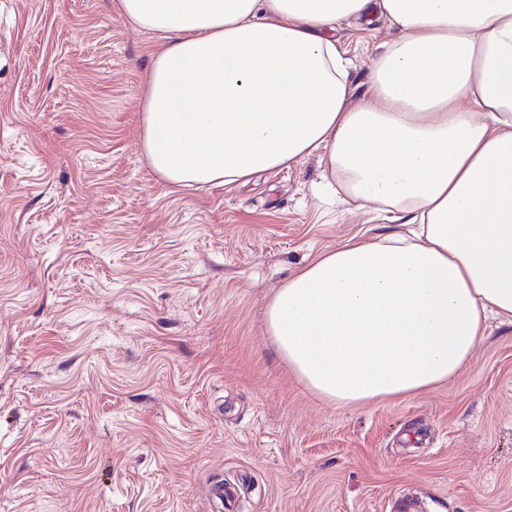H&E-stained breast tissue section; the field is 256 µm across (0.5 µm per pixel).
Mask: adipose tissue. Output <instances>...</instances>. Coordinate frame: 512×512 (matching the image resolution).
<instances>
[{"mask_svg":"<svg viewBox=\"0 0 512 512\" xmlns=\"http://www.w3.org/2000/svg\"><path fill=\"white\" fill-rule=\"evenodd\" d=\"M155 33L140 123L169 189L245 183L324 152L412 236L312 257L265 311L278 356L341 405L448 382L512 323V0H114ZM398 29L352 103L338 21Z\"/></svg>","mask_w":512,"mask_h":512,"instance_id":"obj_1","label":"adipose tissue"}]
</instances>
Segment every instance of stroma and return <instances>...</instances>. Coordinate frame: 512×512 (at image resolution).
Returning <instances> with one entry per match:
<instances>
[{"instance_id":"1","label":"stroma","mask_w":512,"mask_h":512,"mask_svg":"<svg viewBox=\"0 0 512 512\" xmlns=\"http://www.w3.org/2000/svg\"><path fill=\"white\" fill-rule=\"evenodd\" d=\"M396 35L337 23L355 98ZM157 44L112 0H0V512H512V324L412 397L307 391L267 302L401 227L323 201L321 153L168 190L142 152Z\"/></svg>"}]
</instances>
